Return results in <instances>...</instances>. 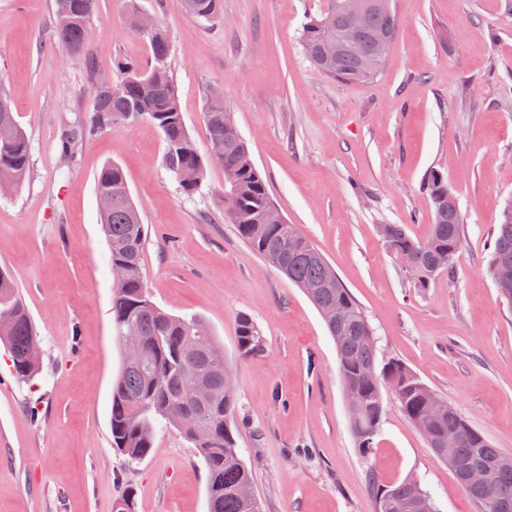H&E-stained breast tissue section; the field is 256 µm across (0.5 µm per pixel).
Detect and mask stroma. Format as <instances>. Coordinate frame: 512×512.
<instances>
[{
    "instance_id": "1",
    "label": "stroma",
    "mask_w": 512,
    "mask_h": 512,
    "mask_svg": "<svg viewBox=\"0 0 512 512\" xmlns=\"http://www.w3.org/2000/svg\"><path fill=\"white\" fill-rule=\"evenodd\" d=\"M54 0H0V79L31 145V171L0 196V267L34 320L42 372L18 383L0 345V512H207V472L176 429L157 431L131 462L112 448V384L123 351L112 330L109 249L95 180L124 169L147 229L142 272L174 315L202 316L236 374L237 444L263 512H375L369 475L416 477L437 512H481L382 387L370 452L350 431L336 349L305 294L257 255L224 217V172L210 166L185 195L143 121L87 135L68 173L56 141L87 118L94 75L144 67L148 40L122 0H98L84 57L53 41ZM172 35L185 125L209 150L204 105L220 91L274 202L332 265L363 309L377 361L416 372L493 447L512 455V307L487 272L490 236L512 203V0H394L398 32L382 71L344 83L315 69L300 35L327 0H223L199 20L181 0H137ZM441 172L465 241L428 287L381 240V224L430 231L423 187ZM249 314L261 353L240 356Z\"/></svg>"
}]
</instances>
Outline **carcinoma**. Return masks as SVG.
I'll use <instances>...</instances> for the list:
<instances>
[{
	"mask_svg": "<svg viewBox=\"0 0 512 512\" xmlns=\"http://www.w3.org/2000/svg\"><path fill=\"white\" fill-rule=\"evenodd\" d=\"M343 0H330L328 10L308 19L301 34L303 50L311 64L323 74L343 82H361L377 75L363 72V56L377 49L375 36L386 30L396 38L397 19L371 8L365 0V29H353ZM55 43L79 56L85 52L89 36L76 18L90 20L96 0H54ZM184 11L198 19L211 20L222 11V0H182ZM343 38L336 56L323 55V46ZM149 61L144 70L124 69L123 75L141 72L146 84L131 83L117 97L94 100L89 120L61 129L57 150L63 166L70 167L77 143L87 132L112 128V115H128L127 124L151 122L161 133L165 152L163 163L178 180L182 192L194 194L201 186L209 162L224 169V216L235 225L239 236L264 258L274 251L281 255L279 272L303 289L308 299L322 310L331 304L341 308L344 316L325 321L338 357L339 376L346 390L361 396L358 419L350 420L351 431L363 452H368L377 434L384 412L381 387L389 386L406 418L425 437L451 438L457 448L461 467L474 459L500 463L494 483L479 492H470L482 502L492 498L512 512V456L493 447L478 431L456 415L433 424L425 420V407L434 391L407 367L397 361L377 367L376 341L373 331L354 297L315 245L293 224H270L264 211L272 198L264 177L255 167L244 139L224 145V156L205 158L197 150L183 119L178 88L170 62L171 39L167 27L148 36ZM204 119L212 139L224 136L226 125L234 122L224 105V95L213 92L205 104ZM31 165L30 141L18 123L9 92L0 84V181L18 187L26 179ZM432 208L430 234L424 241L414 240L403 224H382L378 232L384 242L404 264L417 269L415 285L427 287L439 274L434 270L438 257L453 259L464 241V218L457 196L445 177L432 171L424 183ZM96 192L112 195V206L100 213V227L110 252V267H125L121 281L112 287V326L115 339L123 343L124 334L133 330L144 347V358L136 364L123 363L121 373L112 384L110 430L112 447L131 462L145 459L154 445L160 426L178 429L196 448L208 475V512H261L238 495V488L252 484L251 471L237 448L233 417L237 411L233 369L224 358V349L211 331L195 340L187 327L203 318L197 315H172L151 301L145 286L142 266L146 239L145 226L129 190L121 166L102 167L96 177ZM489 248L488 273L495 276L497 267L512 263V205L506 206L495 224ZM12 310V323L0 328V341L8 347L14 378L28 383L40 373L41 361L31 357L37 344L35 327L10 271L0 269V305ZM240 355L246 357L262 351V337L251 316L243 314L237 325ZM201 376L207 385V397L199 401L190 390L192 376ZM205 424V436L198 437L193 419ZM375 499V512H418L411 502L412 488L402 481L390 486L378 484L369 476Z\"/></svg>",
	"mask_w": 512,
	"mask_h": 512,
	"instance_id": "1",
	"label": "carcinoma"
}]
</instances>
